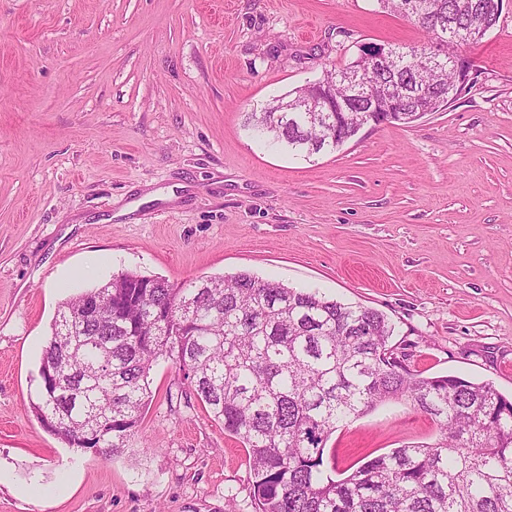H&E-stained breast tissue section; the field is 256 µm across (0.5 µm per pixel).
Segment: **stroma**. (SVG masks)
I'll return each instance as SVG.
<instances>
[{
	"mask_svg": "<svg viewBox=\"0 0 512 512\" xmlns=\"http://www.w3.org/2000/svg\"><path fill=\"white\" fill-rule=\"evenodd\" d=\"M427 39L379 0H0V512H252L243 444L170 360L122 455L36 418L59 304L112 275L249 272L385 313L424 376L512 396V7L454 102L303 158L248 112L363 46ZM436 424L338 429L337 472Z\"/></svg>",
	"mask_w": 512,
	"mask_h": 512,
	"instance_id": "1",
	"label": "stroma"
}]
</instances>
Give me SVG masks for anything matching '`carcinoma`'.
I'll return each mask as SVG.
<instances>
[{
    "label": "carcinoma",
    "instance_id": "obj_1",
    "mask_svg": "<svg viewBox=\"0 0 512 512\" xmlns=\"http://www.w3.org/2000/svg\"><path fill=\"white\" fill-rule=\"evenodd\" d=\"M425 2L439 13L419 30L436 42L450 29L499 19L498 0H380L414 25ZM370 52L323 72L336 112L319 123L297 110L309 94L300 87L248 114L246 126L305 157L336 150L369 116L364 99L345 101L339 76ZM430 80L441 94L390 122L410 124L448 105L455 74L440 68ZM102 294L112 311L81 312L86 298ZM393 333L378 309L248 272L181 285L122 272L59 305L31 406L40 422H58L49 431L69 447L117 456L149 403L153 364L165 358L246 448L254 512H512V399L488 381L410 370ZM399 399L427 414L439 438L336 477L326 456L331 435Z\"/></svg>",
    "mask_w": 512,
    "mask_h": 512
}]
</instances>
